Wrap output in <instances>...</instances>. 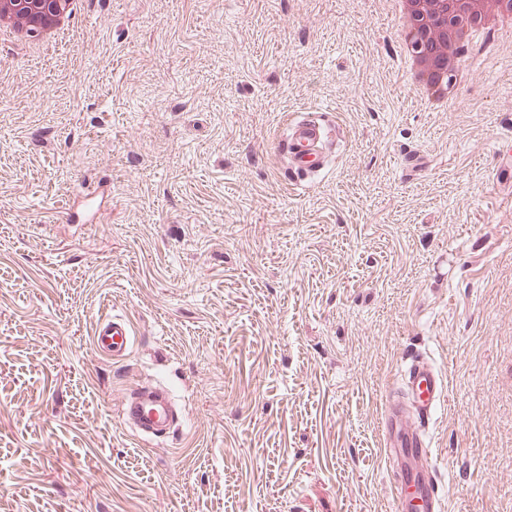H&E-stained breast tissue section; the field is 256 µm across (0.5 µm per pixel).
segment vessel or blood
<instances>
[{"label": "vessel or blood", "mask_w": 512, "mask_h": 512, "mask_svg": "<svg viewBox=\"0 0 512 512\" xmlns=\"http://www.w3.org/2000/svg\"><path fill=\"white\" fill-rule=\"evenodd\" d=\"M342 136L340 126L323 112L293 113L275 145L276 152L289 161L290 182L304 183L327 169L331 148ZM91 344L104 357L127 356L133 344L130 321L121 316L102 318ZM401 384L402 396L387 399L382 420L385 458L393 473L392 512H445L425 432V424L443 396L441 372L431 361L417 357L404 366ZM122 415L141 438L166 436L181 418L170 390L161 384L131 390L122 402Z\"/></svg>", "instance_id": "vessel-or-blood-1"}]
</instances>
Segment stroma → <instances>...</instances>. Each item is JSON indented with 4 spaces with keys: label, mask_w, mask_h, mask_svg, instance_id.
I'll return each mask as SVG.
<instances>
[{
    "label": "stroma",
    "mask_w": 512,
    "mask_h": 512,
    "mask_svg": "<svg viewBox=\"0 0 512 512\" xmlns=\"http://www.w3.org/2000/svg\"><path fill=\"white\" fill-rule=\"evenodd\" d=\"M387 0H79L0 24V512H392L380 432L406 355L449 512H512V51L474 33L446 109ZM345 133L289 186L282 118ZM100 224L63 220L100 180ZM126 317L130 354L91 345ZM184 409L141 440L120 404ZM41 4L36 30L43 38H50L70 26L74 18V0H39ZM122 415L138 437H164L181 418L170 390L164 385L131 390L122 402Z\"/></svg>",
    "instance_id": "obj_1"
}]
</instances>
